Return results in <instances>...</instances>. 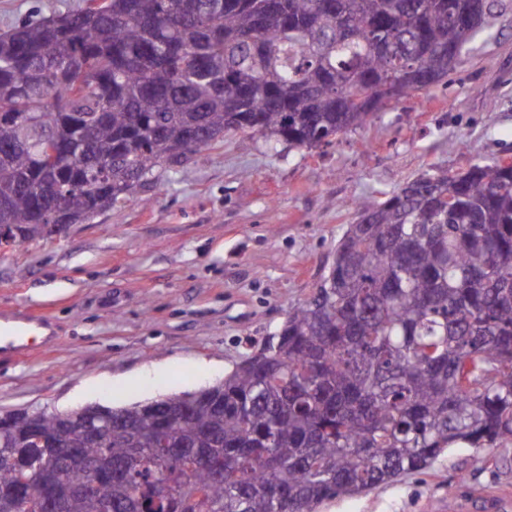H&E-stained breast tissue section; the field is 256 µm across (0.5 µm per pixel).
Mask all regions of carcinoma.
I'll return each mask as SVG.
<instances>
[{"label": "carcinoma", "instance_id": "carcinoma-1", "mask_svg": "<svg viewBox=\"0 0 512 512\" xmlns=\"http://www.w3.org/2000/svg\"><path fill=\"white\" fill-rule=\"evenodd\" d=\"M471 0H85L0 34V224H85L228 134L330 144L386 103L448 85ZM313 294L208 388L0 431V458L62 453L112 480L61 512H318L512 443V162L432 169L355 202ZM20 473L0 462V512Z\"/></svg>", "mask_w": 512, "mask_h": 512}]
</instances>
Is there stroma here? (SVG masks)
Listing matches in <instances>:
<instances>
[{
    "label": "stroma",
    "mask_w": 512,
    "mask_h": 512,
    "mask_svg": "<svg viewBox=\"0 0 512 512\" xmlns=\"http://www.w3.org/2000/svg\"><path fill=\"white\" fill-rule=\"evenodd\" d=\"M81 3L0 0V33ZM496 12L447 88L330 145L229 135L91 222L0 252V323L47 322L33 348L0 349V413L117 408L212 384L317 288L354 199L512 157V0ZM492 496L512 498V445L457 444L427 472L320 512H489Z\"/></svg>",
    "instance_id": "35a3bbf8"
}]
</instances>
